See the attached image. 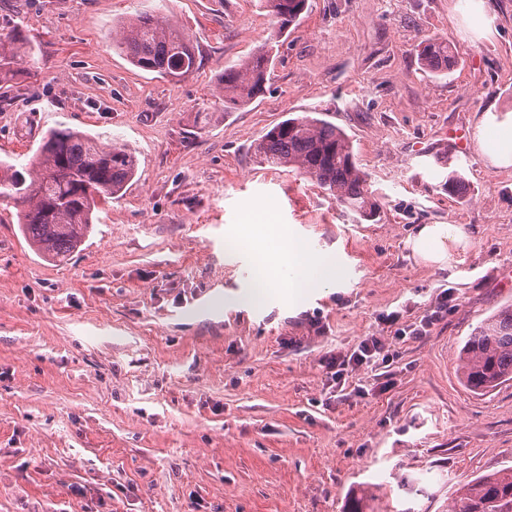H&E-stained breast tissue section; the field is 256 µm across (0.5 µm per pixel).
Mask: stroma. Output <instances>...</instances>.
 Returning a JSON list of instances; mask_svg holds the SVG:
<instances>
[{
	"label": "stroma",
	"mask_w": 512,
	"mask_h": 512,
	"mask_svg": "<svg viewBox=\"0 0 512 512\" xmlns=\"http://www.w3.org/2000/svg\"><path fill=\"white\" fill-rule=\"evenodd\" d=\"M145 12L189 36L195 73L173 83L112 49ZM473 13L309 0L265 93L228 112L219 76L273 32L258 0H0V31L32 47L0 103V157L26 163L39 134L68 126L138 160L63 264L0 204V512H344L364 487L374 512H448L459 484L512 465V381L476 393L458 370L476 326L512 304V166L477 133L486 113L512 115V0ZM426 37L458 57L450 78L422 70ZM308 112L348 134L374 220L256 157L268 129ZM457 133L462 199L443 188ZM424 224L466 234L447 267L411 258ZM267 226L326 260L298 304L253 292L255 259L232 242ZM443 292L426 335L396 338ZM369 336L385 366L335 388L326 360Z\"/></svg>",
	"instance_id": "35a3bbf8"
}]
</instances>
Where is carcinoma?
<instances>
[{
  "instance_id": "cac0c4a2",
  "label": "carcinoma",
  "mask_w": 512,
  "mask_h": 512,
  "mask_svg": "<svg viewBox=\"0 0 512 512\" xmlns=\"http://www.w3.org/2000/svg\"><path fill=\"white\" fill-rule=\"evenodd\" d=\"M260 7L276 19L277 36L296 24L309 0H260ZM112 47L137 68L171 81L197 69L190 39L159 14L144 13L121 23L112 34ZM272 47L264 44L224 67L218 79L224 111L240 109L264 93ZM28 52L20 32L0 33V87L13 81L16 59ZM418 56L435 78L447 77L458 65L444 39H423ZM254 150L262 164L310 179L346 211L363 220L375 216L373 192L353 145L332 122L309 114L287 118L256 140ZM136 169L135 156L118 143L106 145L71 128H56L42 135L27 164L0 159V202L18 210L20 231L39 255L63 263L91 233L98 203L118 197ZM460 371L463 384L474 392L512 380L511 304L475 328L462 348ZM450 512H512V466L461 484Z\"/></svg>"
}]
</instances>
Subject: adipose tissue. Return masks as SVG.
<instances>
[{"label": "adipose tissue", "mask_w": 512, "mask_h": 512, "mask_svg": "<svg viewBox=\"0 0 512 512\" xmlns=\"http://www.w3.org/2000/svg\"><path fill=\"white\" fill-rule=\"evenodd\" d=\"M479 139L486 147L492 161L500 166L512 165V119H502L494 115L485 116L479 126ZM463 240L460 232L448 224H425L411 236L407 244L412 255L419 261L442 266L448 263L450 251ZM237 245L252 250L258 261V275L254 288H274L279 284V270L288 267L291 276L288 280V294L299 297L308 288L317 287L318 281L310 276V269L319 259L301 244L281 239L276 253H268L264 244L253 234L236 236Z\"/></svg>", "instance_id": "obj_1"}]
</instances>
